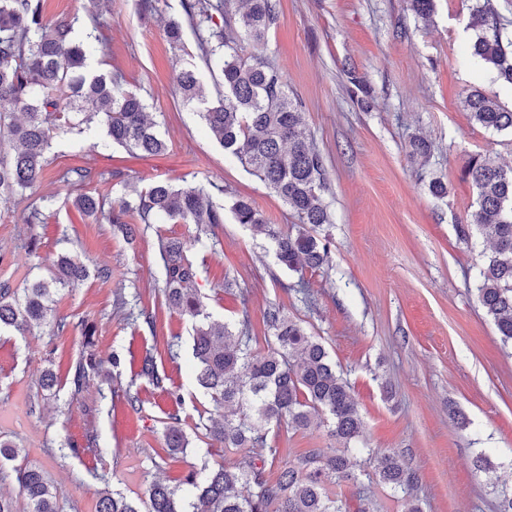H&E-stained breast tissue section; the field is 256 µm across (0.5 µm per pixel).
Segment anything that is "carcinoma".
Masks as SVG:
<instances>
[{
  "mask_svg": "<svg viewBox=\"0 0 512 512\" xmlns=\"http://www.w3.org/2000/svg\"><path fill=\"white\" fill-rule=\"evenodd\" d=\"M195 29L198 49L220 87L216 100L203 95L196 69L176 76L183 101L193 104L215 140L264 182L288 207L298 223L320 228L330 223L324 195L328 190L326 160L303 122L301 102L260 52L243 56V37L255 46L265 44L277 19V0H181ZM475 39L472 57L497 80L512 86V34L500 16L485 6L470 15ZM103 39L91 32L80 35L75 22L44 21L41 0H0V193H18L37 186L48 165L53 134L61 129L91 134L94 117L102 116L106 136L130 152L149 155L167 149L147 118L149 104L125 79L92 68L88 52ZM472 120L497 132H512V110L479 90L466 97ZM477 194V207L460 228L463 238L477 232L491 241V253L480 270L477 301L495 325L498 336L512 343V169L506 170L474 155L462 167ZM94 178L85 167L68 168L60 178L78 192L73 204L83 213H102L132 235L129 217L138 224L160 218L195 224L200 233L224 223V205L204 186L179 187L154 181L140 191L135 205L119 206L105 197L80 192ZM231 212L272 242L282 266L292 272L319 270L329 263V243L302 228L293 234L266 222L250 201L236 199ZM165 269L163 296L168 307L193 319L194 376L210 397L216 413L203 424L206 438L243 450L234 462L191 470L177 485L155 480L147 499L104 493L97 512H347L330 487L342 480L358 481V461L336 448H314L284 462L277 478L266 474V461L255 459L252 448H265L271 459L272 442L282 427L306 430L325 421L336 443L345 447L363 431V418L343 375L336 370L322 342L309 335L301 321L270 307L264 322L271 335L267 350L253 349L256 337L248 317L238 326L209 319L197 291L191 288L196 271L185 255V243L159 241ZM55 270L15 295L0 288V330L25 334L34 325L51 321V302L58 287L82 281L86 267L71 255L54 261ZM137 376L156 388L166 377L156 359L146 353ZM168 455L185 453L190 440L178 414H168L165 426ZM377 467L375 480L408 495L406 512H423L411 491L415 471L396 452L370 449ZM25 512H60L57 489L43 469L28 460L12 467Z\"/></svg>",
  "mask_w": 512,
  "mask_h": 512,
  "instance_id": "carcinoma-1",
  "label": "carcinoma"
}]
</instances>
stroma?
<instances>
[{
    "label": "stroma",
    "mask_w": 512,
    "mask_h": 512,
    "mask_svg": "<svg viewBox=\"0 0 512 512\" xmlns=\"http://www.w3.org/2000/svg\"><path fill=\"white\" fill-rule=\"evenodd\" d=\"M479 4L512 21V0H434L427 20L408 0H279L263 53L301 100L329 183L331 222L320 233L330 262L300 275L279 265L268 238L229 213L204 237L195 225L164 220L129 240L105 217L75 209L60 176L78 165L95 175L85 193L115 203L136 199L121 171L180 186L210 182L223 186L224 205L241 197L268 223L297 229L281 199L225 153L177 92L176 74L192 64L206 94H216L193 30L179 51L164 34L167 20L183 19L181 0H155L149 9L142 0H111L100 18L108 49L91 62L140 90L167 152L137 157L112 143L92 151L81 135L62 132L36 188L23 198L0 195V287L19 291L48 277L61 253L79 256L90 271L56 290L53 323L24 336L0 333V438L43 467L64 512H97L107 490L142 498L153 479L173 485L189 470L240 455L193 434L213 404L193 378V320L161 305L162 238L186 242L205 312L234 323L249 315L258 349L266 347L264 313L274 304L321 337L363 416L350 453L366 470L374 468L369 450L391 449L417 472L423 512H497L502 491L512 490V346L477 302L490 246L459 234L477 198L461 168L474 154L512 168V134L476 124L465 103L478 89L512 109V87L467 50ZM417 135L431 142L429 158L410 157ZM435 177L447 183L446 195L425 186ZM29 201L41 208L42 223H25ZM101 268L111 278L99 277ZM142 309L157 312L155 325L138 319ZM173 340L175 359L166 351ZM149 351L167 377L164 388L136 376ZM92 355L103 358L102 369L75 391L73 369ZM111 355L116 363H108ZM49 369L57 383L46 390ZM131 394L140 398L134 409ZM174 411L191 439L170 460L164 427ZM73 442L80 452L70 450ZM334 445L323 427L289 431L267 471L277 476L280 461ZM334 492L349 512H405L400 495L376 482L361 490L344 482Z\"/></svg>",
    "instance_id": "obj_1"
}]
</instances>
